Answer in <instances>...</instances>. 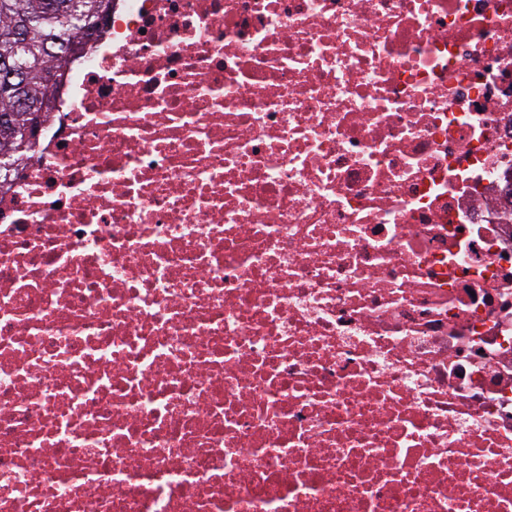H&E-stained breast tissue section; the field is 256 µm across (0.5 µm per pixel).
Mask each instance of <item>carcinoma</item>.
<instances>
[{"label":"carcinoma","mask_w":512,"mask_h":512,"mask_svg":"<svg viewBox=\"0 0 512 512\" xmlns=\"http://www.w3.org/2000/svg\"><path fill=\"white\" fill-rule=\"evenodd\" d=\"M112 0H0V115L13 114L15 131L0 134V175L29 160L34 142L22 135L31 113L17 107L21 98L39 106L44 120L51 110L57 85L45 82L43 72L60 75L82 44L80 30L109 14ZM19 64L21 77L4 79L6 66Z\"/></svg>","instance_id":"carcinoma-1"}]
</instances>
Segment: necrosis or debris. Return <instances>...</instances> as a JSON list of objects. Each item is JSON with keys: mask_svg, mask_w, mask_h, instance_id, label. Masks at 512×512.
Masks as SVG:
<instances>
[{"mask_svg": "<svg viewBox=\"0 0 512 512\" xmlns=\"http://www.w3.org/2000/svg\"><path fill=\"white\" fill-rule=\"evenodd\" d=\"M0 512H512V0H113L0 187Z\"/></svg>", "mask_w": 512, "mask_h": 512, "instance_id": "obj_1", "label": "necrosis or debris"}]
</instances>
